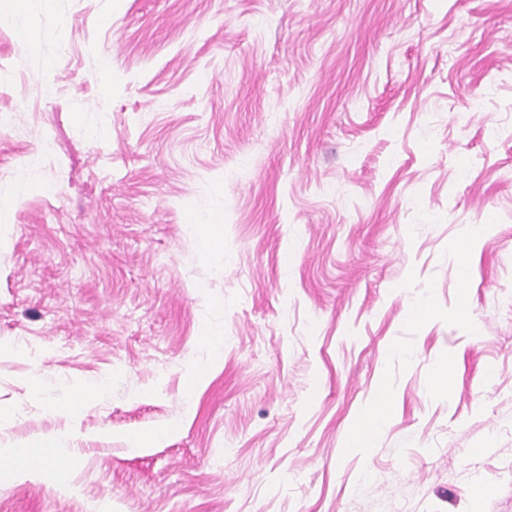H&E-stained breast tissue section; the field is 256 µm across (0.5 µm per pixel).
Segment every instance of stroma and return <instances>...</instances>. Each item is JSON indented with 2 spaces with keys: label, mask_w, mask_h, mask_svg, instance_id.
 I'll list each match as a JSON object with an SVG mask.
<instances>
[{
  "label": "stroma",
  "mask_w": 512,
  "mask_h": 512,
  "mask_svg": "<svg viewBox=\"0 0 512 512\" xmlns=\"http://www.w3.org/2000/svg\"><path fill=\"white\" fill-rule=\"evenodd\" d=\"M44 437L0 512H512V0H0V448ZM386 402L381 395L374 396L360 422L353 428L351 447H368L386 418ZM55 444L51 438L43 439L32 448H0V458L9 459L25 468H37L44 473V464L54 457Z\"/></svg>",
  "instance_id": "35a3bbf8"
}]
</instances>
